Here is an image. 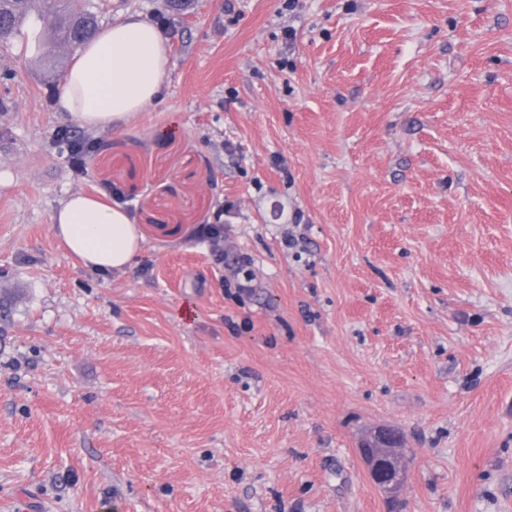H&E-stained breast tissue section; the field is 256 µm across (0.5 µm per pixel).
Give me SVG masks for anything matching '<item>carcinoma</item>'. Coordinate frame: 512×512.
<instances>
[{
    "label": "carcinoma",
    "mask_w": 512,
    "mask_h": 512,
    "mask_svg": "<svg viewBox=\"0 0 512 512\" xmlns=\"http://www.w3.org/2000/svg\"><path fill=\"white\" fill-rule=\"evenodd\" d=\"M32 0H0V39L23 35L22 26L30 14ZM45 36L37 39L35 48L46 66L55 63L60 46L76 51L95 35L98 15L91 0H54V9L39 17Z\"/></svg>",
    "instance_id": "obj_1"
}]
</instances>
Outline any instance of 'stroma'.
Masks as SVG:
<instances>
[{
  "label": "stroma",
  "mask_w": 512,
  "mask_h": 512,
  "mask_svg": "<svg viewBox=\"0 0 512 512\" xmlns=\"http://www.w3.org/2000/svg\"><path fill=\"white\" fill-rule=\"evenodd\" d=\"M129 12L170 74L118 127L0 42V512H512V0ZM109 188L145 243L99 274L51 217ZM195 237L209 244L210 253L216 263H224V224H201ZM360 452L373 483L384 493L395 495L400 488L402 478L400 459L365 444L360 448Z\"/></svg>",
  "instance_id": "35a3bbf8"
}]
</instances>
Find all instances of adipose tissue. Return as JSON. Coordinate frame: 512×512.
Returning a JSON list of instances; mask_svg holds the SVG:
<instances>
[{"mask_svg": "<svg viewBox=\"0 0 512 512\" xmlns=\"http://www.w3.org/2000/svg\"><path fill=\"white\" fill-rule=\"evenodd\" d=\"M169 74L161 30L128 13L97 31L69 69L57 109L80 126L109 128L153 106ZM52 229L68 253L99 273L134 264L144 236L118 203L74 193L52 215Z\"/></svg>", "mask_w": 512, "mask_h": 512, "instance_id": "adipose-tissue-1", "label": "adipose tissue"}]
</instances>
